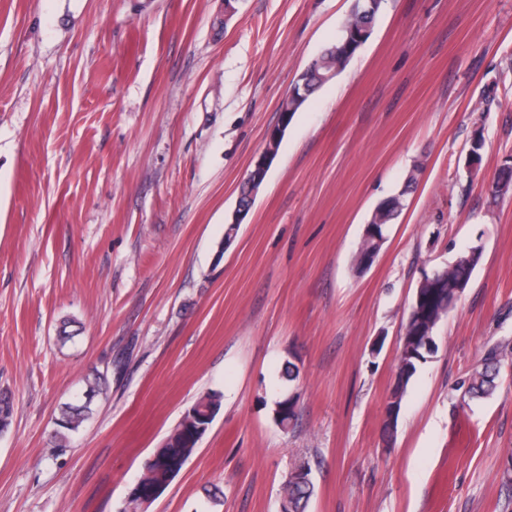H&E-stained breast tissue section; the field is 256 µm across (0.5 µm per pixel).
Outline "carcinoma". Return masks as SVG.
Wrapping results in <instances>:
<instances>
[{
	"instance_id": "1",
	"label": "carcinoma",
	"mask_w": 512,
	"mask_h": 512,
	"mask_svg": "<svg viewBox=\"0 0 512 512\" xmlns=\"http://www.w3.org/2000/svg\"><path fill=\"white\" fill-rule=\"evenodd\" d=\"M384 0H354L351 14L345 19L342 30L335 41L328 45L319 57L323 60L336 61V65L345 68L356 51L345 45L347 30L350 27H374L376 18ZM422 167L415 166L406 178L401 190L380 201L369 218L372 233L362 238L359 249L375 251L381 246L375 236L385 235L387 225L393 223L402 213L407 196L418 181ZM512 192V162L506 160L498 169L491 184L490 194L497 198ZM481 253L472 255V260L458 263L452 267L441 268L440 275L422 285L421 297L423 303L420 312H411L407 325L406 342L412 344L415 337L426 335L427 325L437 327L438 323L448 315L445 308L449 301L459 295V289L468 287L472 273L477 266ZM426 359L423 351H414L400 357L402 366L399 367L395 383L390 392V400L396 407H401V401L407 391L411 378L417 371V365ZM502 362L495 351H490L476 364L468 378L460 386L461 401L487 398L498 388ZM110 379L108 371L94 369L85 377L83 399L66 403L61 408L57 425V443L55 447L64 448L69 436L79 432L92 414L91 403L94 397L106 391ZM298 399L275 401L274 415L285 421L296 416ZM222 404V394L208 392L198 397L185 411L180 422L169 432L161 446L145 460L140 476V487L135 495L126 502L121 512H146V509L166 489L169 483L181 472L188 460L197 449V445L206 433L212 420L208 414L219 412ZM13 416V401L9 394L0 392V433L11 423ZM315 495L313 478L301 483L287 479L284 485L283 498L288 500L289 512H306L312 497Z\"/></svg>"
}]
</instances>
